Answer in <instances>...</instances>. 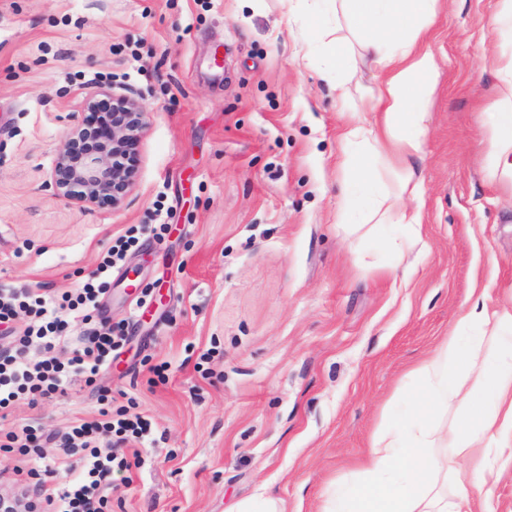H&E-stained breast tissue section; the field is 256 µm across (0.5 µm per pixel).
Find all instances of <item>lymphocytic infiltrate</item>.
<instances>
[{"instance_id":"f902f5d3","label":"lymphocytic infiltrate","mask_w":512,"mask_h":512,"mask_svg":"<svg viewBox=\"0 0 512 512\" xmlns=\"http://www.w3.org/2000/svg\"><path fill=\"white\" fill-rule=\"evenodd\" d=\"M127 242L112 246L100 263L95 277L76 294L55 297L30 288L0 291V333L12 337L10 350H0V451L19 450L36 455L41 438L36 428L21 430L2 427L6 410L19 397L33 404L64 393L72 376L94 383L100 370L111 364L113 353L124 340L121 326L96 321L99 299L104 294L115 266L125 257ZM27 313L30 323L22 333H13L17 312ZM82 327L76 343H68L73 327ZM109 432L115 452L97 449V436ZM151 426L144 416L127 410L101 409L94 421H75L64 438V447L83 450V476L63 492L46 493L55 512H105L112 488L114 469H130L121 448L129 441L145 444Z\"/></svg>"}]
</instances>
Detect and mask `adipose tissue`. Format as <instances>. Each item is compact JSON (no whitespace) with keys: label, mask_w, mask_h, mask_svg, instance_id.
Wrapping results in <instances>:
<instances>
[{"label":"adipose tissue","mask_w":512,"mask_h":512,"mask_svg":"<svg viewBox=\"0 0 512 512\" xmlns=\"http://www.w3.org/2000/svg\"><path fill=\"white\" fill-rule=\"evenodd\" d=\"M440 0H289L301 17L341 11L382 80L366 103L372 120L349 113L341 139L349 175L343 208L360 225H401L399 252L420 240L417 201L422 184L409 165L422 150L428 96L439 65L425 45ZM332 65L336 99L353 92L344 73L354 57L341 39L318 40ZM488 167L512 183V55L500 60V85L488 122ZM402 167L398 190H373L376 166ZM419 398L403 416L373 436L371 480L343 497H329L321 512H495L490 495L498 479L486 463L488 448L512 447V308L488 312L471 306L456 327L415 369ZM452 471L464 479L449 483Z\"/></svg>","instance_id":"obj_1"}]
</instances>
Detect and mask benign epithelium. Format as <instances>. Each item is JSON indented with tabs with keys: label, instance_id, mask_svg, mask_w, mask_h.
Instances as JSON below:
<instances>
[{
	"label": "benign epithelium",
	"instance_id": "obj_1",
	"mask_svg": "<svg viewBox=\"0 0 512 512\" xmlns=\"http://www.w3.org/2000/svg\"><path fill=\"white\" fill-rule=\"evenodd\" d=\"M87 115L73 126L50 173L55 194L81 207L108 202L115 206L133 184L135 169L128 163L144 128V112L133 100L100 89L89 93Z\"/></svg>",
	"mask_w": 512,
	"mask_h": 512
}]
</instances>
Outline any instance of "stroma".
I'll return each instance as SVG.
<instances>
[{
	"instance_id": "stroma-1",
	"label": "stroma",
	"mask_w": 512,
	"mask_h": 512,
	"mask_svg": "<svg viewBox=\"0 0 512 512\" xmlns=\"http://www.w3.org/2000/svg\"><path fill=\"white\" fill-rule=\"evenodd\" d=\"M499 0H443L422 153V242L404 257L338 224L345 118L327 62L286 0H0V289L74 293L135 237L97 313L128 343L96 384L16 401L42 457L0 452V494L83 476L59 442L113 408L153 443L114 472L111 512H228L268 492L319 512L364 483L372 435L420 391L412 370L481 294L512 304V185L489 178ZM136 101L145 127L124 201L82 208L49 174L88 92ZM163 225L155 235V225ZM165 365L163 376L155 366Z\"/></svg>"
}]
</instances>
